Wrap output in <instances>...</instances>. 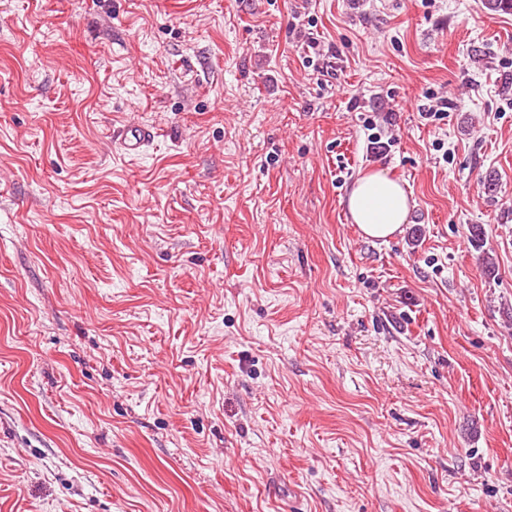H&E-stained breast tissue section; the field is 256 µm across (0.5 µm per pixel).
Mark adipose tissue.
<instances>
[{
	"label": "adipose tissue",
	"mask_w": 512,
	"mask_h": 512,
	"mask_svg": "<svg viewBox=\"0 0 512 512\" xmlns=\"http://www.w3.org/2000/svg\"><path fill=\"white\" fill-rule=\"evenodd\" d=\"M346 206L353 223L371 239H386L398 233L411 211L401 184L381 170L362 174L354 181Z\"/></svg>",
	"instance_id": "adipose-tissue-1"
}]
</instances>
